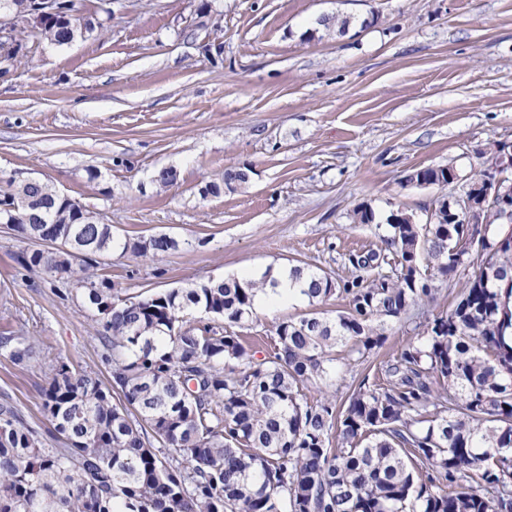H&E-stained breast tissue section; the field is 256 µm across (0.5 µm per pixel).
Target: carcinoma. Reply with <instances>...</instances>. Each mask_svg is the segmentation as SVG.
<instances>
[{"mask_svg": "<svg viewBox=\"0 0 512 512\" xmlns=\"http://www.w3.org/2000/svg\"><path fill=\"white\" fill-rule=\"evenodd\" d=\"M86 13L50 14L21 27L26 39L68 46L102 28ZM451 166L415 171L445 186ZM0 224L34 243L39 226L75 240L72 251L38 248L23 267L65 275L104 318L112 388L62 363L42 391L60 448H47L10 403L0 404V512H512V225L483 212L486 234L455 223L448 200L419 224L391 212L358 224L384 233L393 259L352 255V276L335 283L292 266L315 304L333 294L347 308L276 324L258 357L228 327L253 315L258 293L278 286L271 270L193 288L123 297L94 273L101 253L159 255L179 247L167 234L120 238L98 213L47 182L8 181ZM389 270H383V266ZM461 280L446 311L442 285ZM418 333L363 379L347 401L311 398L350 362H365L396 324ZM347 348L337 363L334 349Z\"/></svg>", "mask_w": 512, "mask_h": 512, "instance_id": "1", "label": "carcinoma"}]
</instances>
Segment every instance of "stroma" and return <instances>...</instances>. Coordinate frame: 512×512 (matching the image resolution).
<instances>
[{
    "label": "stroma",
    "mask_w": 512,
    "mask_h": 512,
    "mask_svg": "<svg viewBox=\"0 0 512 512\" xmlns=\"http://www.w3.org/2000/svg\"><path fill=\"white\" fill-rule=\"evenodd\" d=\"M98 20L68 46L28 43L0 80V188L36 177L115 235L177 239L152 258H100L128 295L292 265L347 279L350 254L386 250L356 207L425 222L494 144H512V0H112ZM448 165L447 186L407 180ZM163 168L176 175L165 188ZM228 169L247 182L202 195ZM31 248L0 227V336L37 343L23 363L0 348V402L47 443L56 363L107 386L111 366L103 316L67 280L23 268ZM311 310L259 308L242 333L259 344Z\"/></svg>",
    "instance_id": "1"
}]
</instances>
